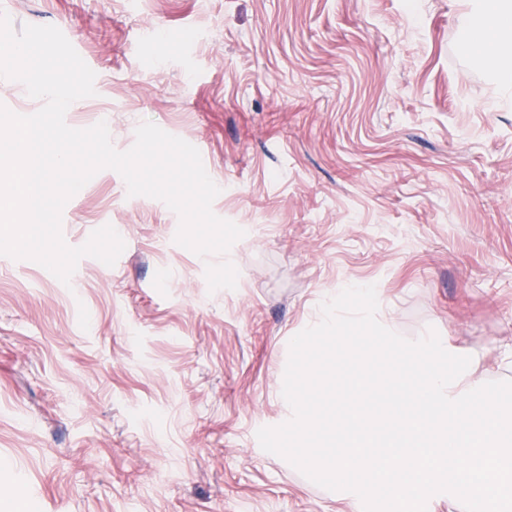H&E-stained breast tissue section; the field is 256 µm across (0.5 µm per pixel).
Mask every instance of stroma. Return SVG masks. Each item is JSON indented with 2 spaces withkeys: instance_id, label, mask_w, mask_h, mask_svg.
Here are the masks:
<instances>
[{
  "instance_id": "35a3bbf8",
  "label": "stroma",
  "mask_w": 512,
  "mask_h": 512,
  "mask_svg": "<svg viewBox=\"0 0 512 512\" xmlns=\"http://www.w3.org/2000/svg\"><path fill=\"white\" fill-rule=\"evenodd\" d=\"M95 72L112 144L145 121L205 152L203 259L178 215L99 171L62 212L73 247L112 226L114 265L70 283L0 255V512H342L264 451L288 419L292 337L330 289L372 285L381 324L436 330L475 382L512 380V109L459 45L460 0H0ZM192 33L183 46L178 37ZM235 289L209 291L206 262Z\"/></svg>"
}]
</instances>
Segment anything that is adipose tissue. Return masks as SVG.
<instances>
[{
	"label": "adipose tissue",
	"mask_w": 512,
	"mask_h": 512,
	"mask_svg": "<svg viewBox=\"0 0 512 512\" xmlns=\"http://www.w3.org/2000/svg\"><path fill=\"white\" fill-rule=\"evenodd\" d=\"M469 23L461 43L474 68L489 74L499 104L512 108V0H462Z\"/></svg>",
	"instance_id": "adipose-tissue-1"
}]
</instances>
